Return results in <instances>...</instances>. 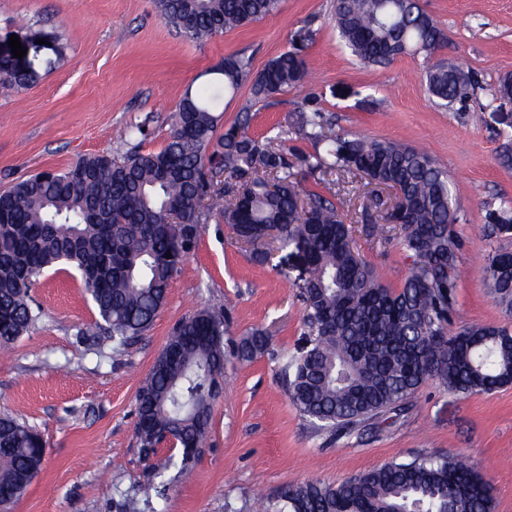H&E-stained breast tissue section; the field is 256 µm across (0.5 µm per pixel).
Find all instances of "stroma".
I'll return each instance as SVG.
<instances>
[{
  "mask_svg": "<svg viewBox=\"0 0 512 512\" xmlns=\"http://www.w3.org/2000/svg\"><path fill=\"white\" fill-rule=\"evenodd\" d=\"M447 36L432 58L403 55L386 66L359 63L340 40L333 0H281L276 13L197 41L159 15L154 0H0V48L10 35L48 42L30 86L0 82V187L86 155L160 150L186 92L210 85L225 57L249 56L253 70L290 49L299 29L312 31L302 52L308 79L250 113L251 135L288 131L296 154L314 140L293 130L299 110L320 109L328 128L426 150L447 171L459 220L457 313L450 327L512 328V311L490 294L482 267L512 234L492 235L486 216L512 207V101L493 97L512 77V0H421ZM472 72L465 101L439 106L425 87L429 60ZM143 127L123 142L117 133ZM307 190L329 198L352 227L354 245L376 278L400 287L411 264L393 225L365 231L363 210L391 193L358 178L294 169ZM271 259L215 220L200 226L194 250L174 276L153 326L123 357L80 338L98 313L75 269L59 265L31 294L43 315L11 350L0 352V414L38 430L42 469L10 512H125L127 497L153 481L164 489L152 512H250L254 497L277 499L288 486L339 483L392 460L450 453L474 465L494 490V512H512V385L460 395L427 380L400 415L336 436L318 431L292 406L280 365L226 358L203 456L180 469L179 448L161 444L142 456L135 395L165 347L171 328L221 302L224 340L265 330L275 351L292 353L303 337L299 271L288 250L267 241Z\"/></svg>",
  "mask_w": 512,
  "mask_h": 512,
  "instance_id": "obj_1",
  "label": "stroma"
}]
</instances>
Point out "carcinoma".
<instances>
[{
  "instance_id": "1",
  "label": "carcinoma",
  "mask_w": 512,
  "mask_h": 512,
  "mask_svg": "<svg viewBox=\"0 0 512 512\" xmlns=\"http://www.w3.org/2000/svg\"><path fill=\"white\" fill-rule=\"evenodd\" d=\"M280 0H156L160 17L186 37L203 40L274 14ZM336 28L353 56L385 66L404 54L428 56L445 32L418 0H336ZM311 37L271 59L258 73L251 60L229 56L216 68L224 89L246 80L243 111L301 85V52ZM429 94L453 103L468 94L471 75L443 63L426 72ZM220 91L186 93L168 143L157 152L130 151L78 159L63 171H41L0 190V350L29 331L39 314L31 288L42 273L71 265L98 311L96 343L125 353L165 306L174 275L195 248L200 224L215 217L253 246L259 263L267 230L278 227L281 248L303 254L308 277L298 285L306 344L282 358L288 398L317 429L350 433L386 413L400 414L418 388L437 379L456 394L491 393L512 384V331L472 325L456 335L460 249L453 224L456 199L448 172L425 151L392 142L328 134L319 109L301 110L297 128L321 146L299 162L312 171L356 172L395 191L387 223L399 226L412 266L402 285L387 288L352 246L337 207L307 191L289 160L288 132L280 145L250 136L238 122L216 135ZM499 234L512 232V209L488 214ZM496 301L512 309V252L489 253L483 267ZM136 395V438L149 453L166 435L182 449L181 467L201 448L224 366V312L216 306L183 318ZM240 362L275 356L269 336L255 330L232 349ZM44 457L40 434L0 416V491L24 490ZM281 507L255 512H492V485L454 455L417 457L360 472L337 484L307 480L280 495Z\"/></svg>"
}]
</instances>
